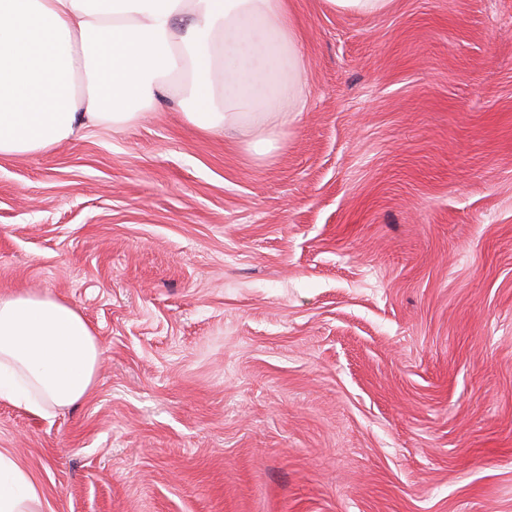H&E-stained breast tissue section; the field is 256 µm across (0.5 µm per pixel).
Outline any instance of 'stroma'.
Wrapping results in <instances>:
<instances>
[{"mask_svg": "<svg viewBox=\"0 0 512 512\" xmlns=\"http://www.w3.org/2000/svg\"><path fill=\"white\" fill-rule=\"evenodd\" d=\"M269 153L176 97L0 158V294L76 307L91 394L0 402L42 512H512V0H292ZM335 10L363 15H380L386 12L393 0H328Z\"/></svg>", "mask_w": 512, "mask_h": 512, "instance_id": "1", "label": "stroma"}]
</instances>
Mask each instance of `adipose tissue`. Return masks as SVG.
I'll return each instance as SVG.
<instances>
[{
    "instance_id": "obj_1",
    "label": "adipose tissue",
    "mask_w": 512,
    "mask_h": 512,
    "mask_svg": "<svg viewBox=\"0 0 512 512\" xmlns=\"http://www.w3.org/2000/svg\"><path fill=\"white\" fill-rule=\"evenodd\" d=\"M288 0H0V157L35 156L82 132L136 124L169 85L201 134L265 132L302 111L306 86ZM92 326L47 294L0 295V401L45 416L90 391ZM42 491L0 452V512Z\"/></svg>"
}]
</instances>
